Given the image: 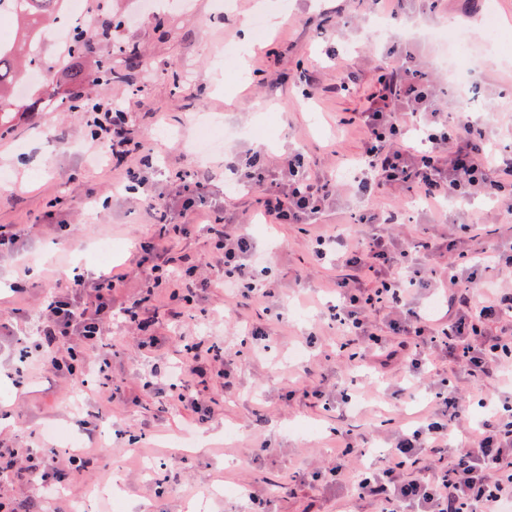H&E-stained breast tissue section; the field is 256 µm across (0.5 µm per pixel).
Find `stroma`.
<instances>
[{
  "mask_svg": "<svg viewBox=\"0 0 512 512\" xmlns=\"http://www.w3.org/2000/svg\"><path fill=\"white\" fill-rule=\"evenodd\" d=\"M83 2L96 24L113 18L120 25L111 39H92L80 92L111 97L126 112L137 147L123 162H107L102 147L90 140L85 114L63 107L18 113L13 130L0 136V170L12 173L0 181V226L24 233L17 249L0 253V448L36 455L53 448L66 456L81 453L91 440L95 459L83 471L60 466L55 498L39 497L33 479L19 473L0 482V500H10L14 512H73L78 506L85 512H188L191 502L203 498L206 512H244L251 490H272L291 473L326 467L339 429L374 436L378 448H386L395 422L417 420L431 393L420 388L396 396L403 380L399 362L384 367L377 355L350 361L358 344L344 345L329 321L345 267L331 255L317 259L310 235L298 225L261 223L256 194L218 180L206 190L211 210L176 245L204 262L203 273L216 286L200 294L189 316L173 321L166 288H151L134 264L136 246L154 228L127 191L125 170L151 159L146 189L153 193L192 181L205 169L222 171L223 154L204 158L193 147L196 123L207 119L230 132L228 150L263 151L270 170H279L289 153L305 152L315 175L336 182L319 227L348 226L365 234L368 227L356 223V216L391 200L355 195L362 132L350 119L375 89L376 67L390 37L400 36L415 64L437 76L444 109L495 106L512 114V102L498 97L512 84V0H439L432 10L409 0L405 15L395 20L369 11L364 0H232L226 11L221 0H182L163 10L152 0H112L108 15L97 12L98 0ZM490 8L503 22L492 50L484 24ZM260 13L269 34L248 54L247 79L240 83L215 61L242 41ZM341 15L350 24L339 29V55L333 58L318 30L337 29ZM447 23L471 36L470 56L455 66L463 75L477 73L475 89L462 91L441 64L446 48L431 33ZM121 48L136 51L134 65L116 60ZM99 58L115 61L111 85L92 82ZM308 79L315 88L309 99L302 95ZM340 81L348 91H337ZM473 213L487 220L479 232L484 247L512 237L495 224L490 206L476 200L444 212L410 206V222L398 239L422 231L454 238L456 225ZM214 220L250 234L273 297L238 305L222 288V270L207 264L213 245L204 225ZM102 240L115 248L106 264L96 255ZM77 272L89 279L123 275L116 293L125 299L154 292L155 321L148 331L118 317L105 328L102 342L112 351L107 388L94 373L96 354L84 358L86 380L61 379L40 369L33 347L42 304ZM258 327L268 340L252 337ZM151 334L158 345L143 347ZM201 337L223 345L236 394L225 397L217 371L199 378L198 397L213 410L199 424L172 399L168 381L153 389L145 383L153 365L177 362L184 345ZM112 387L118 390L113 398ZM339 388L352 399L342 410L324 408L313 396ZM272 508L371 512L348 488L333 484L297 488L275 498Z\"/></svg>",
  "mask_w": 512,
  "mask_h": 512,
  "instance_id": "obj_1",
  "label": "stroma"
}]
</instances>
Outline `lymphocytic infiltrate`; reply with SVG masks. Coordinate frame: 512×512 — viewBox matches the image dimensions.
Wrapping results in <instances>:
<instances>
[{
  "label": "lymphocytic infiltrate",
  "instance_id": "1",
  "mask_svg": "<svg viewBox=\"0 0 512 512\" xmlns=\"http://www.w3.org/2000/svg\"><path fill=\"white\" fill-rule=\"evenodd\" d=\"M388 53L377 66V89L356 117L363 133L359 191L367 196L390 192L429 208L451 196L462 201L481 197L512 217V127L502 142L492 141L478 114L438 107V87L415 66L411 53L394 46ZM89 113L92 137L108 153L129 145L124 112L99 100L91 103ZM224 169L237 184L258 191L259 213L269 224L316 223L336 188L335 182L314 177L299 151L290 153L275 173L258 151L245 157L225 154ZM141 206L158 231L140 246L137 267L154 286H167L172 315L182 317L186 305L213 285L199 275L196 262L175 254L173 247L187 234L203 195L176 188L142 198ZM405 218L401 207L362 213L359 221L370 225V232L316 236L315 255H334L348 269L336 284L330 310L337 334L360 341L364 351L402 358L408 379L398 395H405L409 385L430 381L432 411L417 425L401 426L376 463L367 460L371 443L366 437L341 434V449L329 472L354 474L356 499L377 512H500L504 502L512 501V402L494 394L481 398L482 419L470 434L460 435L469 408L450 377L460 369L475 381L496 383L512 371V283L489 289L473 273L477 267L512 272V255L482 247L467 224L457 239L424 234L400 244L387 227ZM207 231L222 253L227 275L237 278L248 297H265L269 289L254 274L248 234L224 224L208 225ZM446 251L454 260L446 277L434 280L417 258ZM117 282L114 275L78 276L65 294L45 302L39 333L46 341L36 346L45 372L72 376L78 352L91 350L99 354L98 378L109 379L111 362L100 352L106 322L117 314L137 325L146 309L145 300L118 298ZM436 285L448 292L444 320L407 299L413 288ZM224 364L221 345L197 342L183 350L174 397L199 420L209 418L211 409L197 397L195 381L205 367ZM20 463L44 498L57 494L50 476L55 451L36 457L12 449L0 452V480L10 479Z\"/></svg>",
  "mask_w": 512,
  "mask_h": 512
}]
</instances>
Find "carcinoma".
Returning <instances> with one entry per match:
<instances>
[{
    "mask_svg": "<svg viewBox=\"0 0 512 512\" xmlns=\"http://www.w3.org/2000/svg\"><path fill=\"white\" fill-rule=\"evenodd\" d=\"M64 0H0V14L9 12L18 22L20 40L12 45L0 44V130L7 134L12 130L13 114L40 112L45 107L42 97L31 98L30 103L18 100L19 87L27 83V70L41 65L38 48L45 21L62 13ZM92 20L86 18L70 28L69 54L72 63L68 75L74 85L84 80L80 58L85 54L93 38Z\"/></svg>",
    "mask_w": 512,
    "mask_h": 512,
    "instance_id": "1",
    "label": "carcinoma"
}]
</instances>
